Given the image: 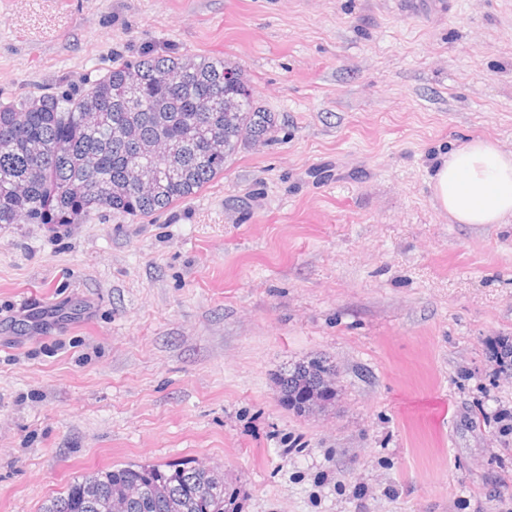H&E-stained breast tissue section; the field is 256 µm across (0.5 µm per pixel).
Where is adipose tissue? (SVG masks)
I'll use <instances>...</instances> for the list:
<instances>
[{
	"mask_svg": "<svg viewBox=\"0 0 512 512\" xmlns=\"http://www.w3.org/2000/svg\"><path fill=\"white\" fill-rule=\"evenodd\" d=\"M436 207L459 224L512 220V153L483 138L467 141L431 177Z\"/></svg>",
	"mask_w": 512,
	"mask_h": 512,
	"instance_id": "ef3b65f1",
	"label": "adipose tissue"
}]
</instances>
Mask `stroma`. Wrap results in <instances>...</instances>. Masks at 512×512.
Wrapping results in <instances>:
<instances>
[{
  "label": "stroma",
  "instance_id": "1",
  "mask_svg": "<svg viewBox=\"0 0 512 512\" xmlns=\"http://www.w3.org/2000/svg\"><path fill=\"white\" fill-rule=\"evenodd\" d=\"M146 50L239 66L277 130L163 213L0 224V512L183 459L235 512H512V223L430 188L512 152V0H0V104ZM436 207L457 224H505L512 219V153L483 138L467 141L430 178ZM335 380L336 365L327 358L289 365L278 377L280 399L300 413L324 409L336 398Z\"/></svg>",
  "mask_w": 512,
  "mask_h": 512
}]
</instances>
